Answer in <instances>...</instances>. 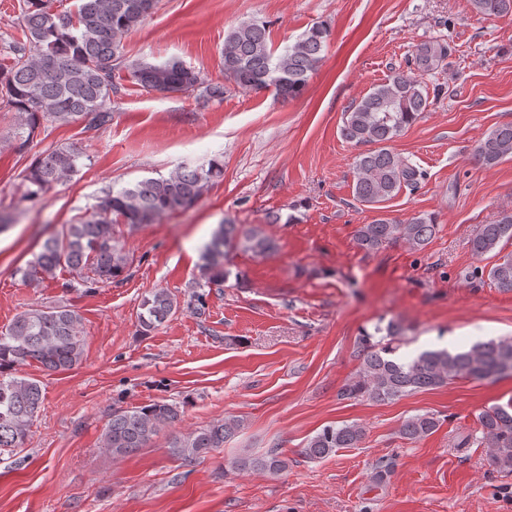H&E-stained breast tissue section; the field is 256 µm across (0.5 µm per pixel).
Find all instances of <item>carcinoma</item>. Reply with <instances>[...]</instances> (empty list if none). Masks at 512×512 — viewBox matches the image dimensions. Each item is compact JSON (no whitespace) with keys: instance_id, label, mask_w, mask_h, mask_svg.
Returning a JSON list of instances; mask_svg holds the SVG:
<instances>
[{"instance_id":"obj_1","label":"carcinoma","mask_w":512,"mask_h":512,"mask_svg":"<svg viewBox=\"0 0 512 512\" xmlns=\"http://www.w3.org/2000/svg\"><path fill=\"white\" fill-rule=\"evenodd\" d=\"M156 0H78L64 14L51 9L50 0H23L18 24L25 40L12 46L9 63L0 70V103L14 114L15 133L6 145L21 154L30 147L43 123L84 124L96 131L112 121L107 107L118 93L116 73L127 70L144 89L158 92H199L205 102L224 99V85L205 80L200 72L179 60L161 64L132 60L126 37L150 16ZM484 16L512 13V0H472ZM329 31L314 25L281 53L268 41L257 22L232 28L224 39L220 63L224 75L244 92L273 89L287 100L302 94L328 47ZM438 48L417 49V68H433ZM429 106L428 93L416 78L396 74L373 87L343 114L341 135L356 144H373L353 166L355 198L376 206L390 200L404 186L415 184L421 171L388 148V143ZM512 156V125L495 129L475 148L473 159L491 165ZM82 153L71 145L42 151L26 170L24 192L18 203L31 201L48 189L65 185L79 171ZM223 173L216 161L194 168L181 166L168 175L141 179L118 190L109 189L79 220L64 224L47 237L39 253L16 273L31 288L53 280L68 269L89 293L100 283L124 280L132 258L115 234L118 224L139 227L156 224L171 213L193 206L209 184ZM436 219L419 214L400 222L379 214L356 231L358 246L377 252L402 242L414 250L425 248L434 237ZM512 241V212L492 224H483L470 240L477 258ZM276 242L261 229L221 221L201 255L205 284L221 286L230 275L224 268L232 250L264 256ZM488 279L501 291L512 292V253L502 255L488 270ZM178 308L166 290L156 289L142 304L137 332L142 336L163 325ZM400 323L377 324L374 333L360 339L362 363L343 395L374 402L394 401L410 393L444 386L454 380H487L512 373V338L478 343L463 350H425L405 358L398 355ZM83 317L71 305L32 307L19 313L0 332V455H14L25 447L34 418L43 403L42 389L23 369L33 364L58 372L78 367L83 359ZM180 416L166 402L115 410L105 424L103 448L124 457L147 447ZM481 440L491 448V461L512 472V400L483 411L478 418ZM240 420H220L186 434L174 435L168 447L186 463L206 457L241 428ZM440 420L433 413L417 414L402 425L409 441L433 433ZM364 437L357 425H328L311 437L304 448L309 459H322L339 448H355ZM238 470H261L280 475L288 462L276 453L238 457L230 462Z\"/></svg>"}]
</instances>
